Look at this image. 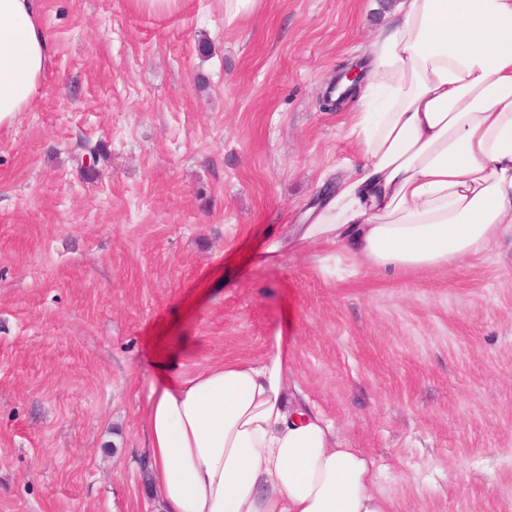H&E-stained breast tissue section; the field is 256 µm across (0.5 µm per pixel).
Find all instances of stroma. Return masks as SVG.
<instances>
[{
	"mask_svg": "<svg viewBox=\"0 0 512 512\" xmlns=\"http://www.w3.org/2000/svg\"><path fill=\"white\" fill-rule=\"evenodd\" d=\"M385 2L39 0L43 89L0 127V512H154L152 361L277 336L393 512H512L511 239L394 274L328 244L249 259L355 160V99H319Z\"/></svg>",
	"mask_w": 512,
	"mask_h": 512,
	"instance_id": "stroma-1",
	"label": "stroma"
}]
</instances>
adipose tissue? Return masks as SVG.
<instances>
[{
  "label": "adipose tissue",
  "instance_id": "ef3b65f1",
  "mask_svg": "<svg viewBox=\"0 0 512 512\" xmlns=\"http://www.w3.org/2000/svg\"><path fill=\"white\" fill-rule=\"evenodd\" d=\"M391 15L351 116L358 159L291 241L438 269L512 238V0H393ZM48 61L38 0H0V126ZM141 421L158 512H391L372 459L291 387L281 341L256 363L156 369Z\"/></svg>",
  "mask_w": 512,
  "mask_h": 512
}]
</instances>
